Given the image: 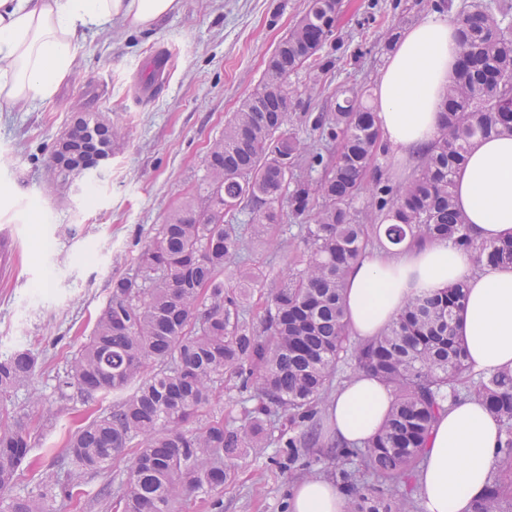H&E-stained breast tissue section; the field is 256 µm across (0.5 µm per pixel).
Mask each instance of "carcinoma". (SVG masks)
Here are the masks:
<instances>
[{"label":"carcinoma","instance_id":"cac0c4a2","mask_svg":"<svg viewBox=\"0 0 512 512\" xmlns=\"http://www.w3.org/2000/svg\"><path fill=\"white\" fill-rule=\"evenodd\" d=\"M341 0H310L279 43L285 64L264 74L261 87L238 107L214 140L200 184L158 225L132 272L112 279V294L92 335L61 375L60 399L89 403L117 396L70 439L64 479L44 480L11 499L3 512H57L80 496L84 477L106 468L124 448L135 452L117 491L100 498L117 512H180L184 496L224 486L231 460L266 447L272 437L300 460L316 443L325 396L342 366L365 371L392 389L394 401L378 435L362 447L341 442L332 453L358 459L377 478L357 483L339 475L348 512H408L424 448L439 415L466 398L482 401L500 423V465L471 512H512V371L474 377L457 333L465 294L460 284L415 294L378 337L347 344L345 276L349 264L377 242L392 245L444 240L488 265L512 264V239L483 243L469 234L453 199L454 176L471 142L512 132V4L471 0L455 17L460 70L448 84L443 131L402 184L379 179L367 206L355 210L365 174L386 151L374 109L352 89L340 91L333 112L317 127L339 144L335 158L311 162L322 176L309 182L289 172L300 165V141L289 128L294 104L290 77L315 64L333 36ZM90 131L112 148L121 127L97 112H80L50 155L57 169L47 183L65 195L88 172L61 163L62 147ZM301 225L304 266L268 281L257 270L235 295L224 292V265L242 243L238 224L224 217L250 210V235L268 239L283 223V201ZM270 288L260 319L240 315L254 288ZM37 359L28 350L0 356V488L16 482L31 451L14 392L28 384ZM252 384L258 404L236 427L199 417L216 406L224 378Z\"/></svg>","mask_w":512,"mask_h":512}]
</instances>
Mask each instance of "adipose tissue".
Wrapping results in <instances>:
<instances>
[{"label":"adipose tissue","mask_w":512,"mask_h":512,"mask_svg":"<svg viewBox=\"0 0 512 512\" xmlns=\"http://www.w3.org/2000/svg\"><path fill=\"white\" fill-rule=\"evenodd\" d=\"M178 0H0V103L53 98L71 74L88 33L112 22L151 27ZM459 64L457 27L431 17L404 29L376 87V121L398 154H414L439 138L443 97ZM454 200L471 236L512 239V134L476 140L460 166ZM465 288L457 329L473 373L512 369V265L480 266L472 255L435 241L389 246L351 264L345 280L351 333L379 336L418 289ZM394 400L391 388L359 372L330 401L339 441L362 444L382 429ZM499 424L484 405L464 401L435 420L417 493L422 512H470L496 459ZM288 512H348L335 482L312 477L290 490Z\"/></svg>","instance_id":"adipose-tissue-1"}]
</instances>
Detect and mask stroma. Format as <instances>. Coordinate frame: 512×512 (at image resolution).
Here are the masks:
<instances>
[{
    "label": "stroma",
    "mask_w": 512,
    "mask_h": 512,
    "mask_svg": "<svg viewBox=\"0 0 512 512\" xmlns=\"http://www.w3.org/2000/svg\"><path fill=\"white\" fill-rule=\"evenodd\" d=\"M431 0H342L321 52L328 70L305 67L290 78L298 100L290 126L307 151L323 146L316 118L345 88L375 90L396 34L431 16ZM307 0H180L147 29L116 23L89 33L73 74L47 103L0 106V353L32 350L38 365L13 403L34 441L29 461L0 499L23 495L67 454V441L95 409L60 400L57 376L91 335L112 280L131 271L158 224L205 174L211 142L243 99L260 88L266 63ZM100 112L126 129L111 163L69 197L45 193L49 156L75 111ZM300 219L288 216L271 243L244 240L228 269L270 275L302 266ZM312 468L289 464L269 447L236 462L214 492L185 496L184 512H288L292 486L310 475L335 479L326 446L307 449ZM132 449L84 482L82 510L108 512L100 487L125 479Z\"/></svg>",
    "instance_id": "stroma-1"
}]
</instances>
